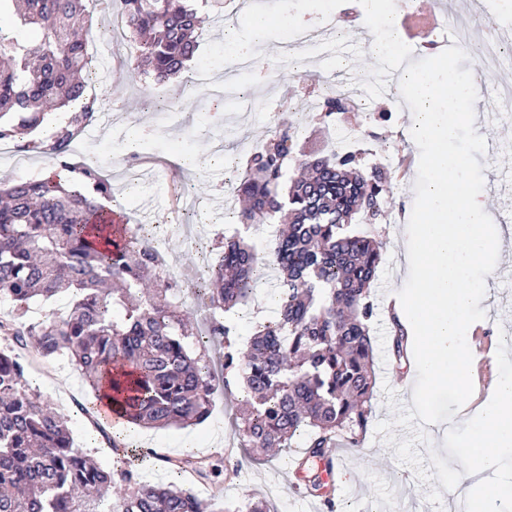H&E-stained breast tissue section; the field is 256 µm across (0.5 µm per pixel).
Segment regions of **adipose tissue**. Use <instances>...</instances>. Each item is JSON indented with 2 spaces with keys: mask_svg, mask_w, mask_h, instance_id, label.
<instances>
[{
  "mask_svg": "<svg viewBox=\"0 0 512 512\" xmlns=\"http://www.w3.org/2000/svg\"><path fill=\"white\" fill-rule=\"evenodd\" d=\"M404 80L420 106L410 116V130L431 146L430 180L420 192L422 221L410 225L403 255L412 288L396 294L395 315L434 392L448 394L454 417L465 427L451 441L446 465L464 487L466 512H512V372L502 367L512 352L498 353L487 397L474 408L466 341L491 288L474 270L487 265L506 235L490 222L481 193L466 184L472 163L448 150L458 125L473 121L480 82H460L449 73L440 79L412 68Z\"/></svg>",
  "mask_w": 512,
  "mask_h": 512,
  "instance_id": "adipose-tissue-1",
  "label": "adipose tissue"
}]
</instances>
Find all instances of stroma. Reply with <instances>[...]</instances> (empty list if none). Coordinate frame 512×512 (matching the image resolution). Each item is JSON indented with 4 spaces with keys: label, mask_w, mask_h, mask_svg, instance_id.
Instances as JSON below:
<instances>
[{
    "label": "stroma",
    "mask_w": 512,
    "mask_h": 512,
    "mask_svg": "<svg viewBox=\"0 0 512 512\" xmlns=\"http://www.w3.org/2000/svg\"><path fill=\"white\" fill-rule=\"evenodd\" d=\"M414 6L424 13L444 12L449 30L466 29L474 41L482 37L485 20L498 24L505 65L488 66L486 57L465 50L448 61L455 78L462 81L470 78L476 66H483L480 104L489 120L487 129L495 139L491 148L475 147L470 126L463 125L449 142L448 150L476 158L478 188L486 197L495 223H503L504 211L512 204V120L499 122L495 116L502 107V87L512 84V8L506 0H414ZM254 7L268 19L266 44L256 54L254 65L242 72L220 99L204 95L182 102L181 82L177 79L162 88L145 86L128 62L132 48L118 31L94 40L92 55L108 58L112 67L111 77L101 79L95 91L111 95L118 109L102 112L99 121L88 127L78 153L87 159L117 162L125 158V146L134 140L141 154L161 159V166L135 173L129 182L113 183L112 195L126 202L130 223L161 226V247L167 260L190 280L212 261V243L231 232L227 216L239 206L223 166L215 161L216 143H223L228 156L242 159L277 122L285 121L296 126L303 149L330 150L344 136L357 141L369 163L395 173L388 217L373 227L384 252L372 289L376 374L372 414L361 447L338 452L340 470L358 472L359 479L353 487L335 479L337 512H452L456 499L446 492L448 472L442 467L445 456L430 451L432 436L428 428L432 421L447 424L452 402L444 394L431 396L421 373H414L408 384L396 379L387 304L395 289L410 287L401 263V240L404 225L420 220L418 186L427 180L424 161L429 153L427 143L404 136L416 101L402 83L401 74L407 66L432 71L438 58L427 44L420 45L417 54H410L405 41L394 52L370 58L374 39L360 37L355 24L358 13L348 8L346 0H292L286 12L281 9V0H255ZM250 10L242 9L228 23L207 21L199 32L200 50L189 62V69L205 68L219 75L225 67L234 65L237 57L228 52L224 33L233 26L239 39L247 40ZM298 18L309 21L317 31L333 32L334 39L329 46L303 51V71L292 75L282 71L281 61L291 22ZM338 71L348 76L344 92L355 99L368 97L369 110L346 112L334 120L319 122L314 78ZM150 96L176 101L178 126H171L167 113L146 107ZM296 99L304 101V111L291 110L290 104ZM387 110L392 116L386 124L373 121V113ZM185 182L193 184L204 219L189 223L182 212L173 210V188ZM492 277L484 328L497 347L512 341V241L503 245ZM276 288V271L264 269L251 303L241 312L240 343L248 342L253 322L276 316ZM29 380L52 407L68 417L75 447L90 452L103 467H114L116 457L111 448L103 443L92 445L87 439L89 428L79 405L88 400L90 390L72 366L62 359L39 360L31 365ZM132 437L161 456L154 465L140 467L141 480L163 485L183 483V476L169 468L164 459L191 451L211 468L209 478L193 486L201 499L240 504L252 498L267 501L275 512H325L319 499L295 486L291 463L300 454L301 443H294L277 457L245 464L238 476L228 475L226 453L237 456L241 450L225 402H217L211 418L203 424L139 427Z\"/></svg>",
    "instance_id": "1"
}]
</instances>
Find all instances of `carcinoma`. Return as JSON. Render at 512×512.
Here are the masks:
<instances>
[{"label": "carcinoma", "mask_w": 512, "mask_h": 512, "mask_svg": "<svg viewBox=\"0 0 512 512\" xmlns=\"http://www.w3.org/2000/svg\"><path fill=\"white\" fill-rule=\"evenodd\" d=\"M134 66L157 85L181 77L199 49L200 20L190 0H120ZM16 31L0 26V140L48 157L71 174L16 178L0 186V298L17 314L0 320V512H103L99 496L127 486L114 512H271L263 501L226 508L198 498L190 486L139 480L110 437L118 465L107 471L73 446L64 415L51 410L28 379L20 351L66 358L96 397L106 390L112 411L129 425L196 426L220 394L244 397L236 414L243 446L256 452L290 448L303 438L296 462L306 494L335 512L332 486L315 465L339 443L358 447L372 414L376 384L370 336L372 284L383 242L353 227L385 213L390 176L362 165L361 152H304L298 132L280 124L241 165L237 196L245 205L233 223L273 224L259 246L239 230L224 238L191 295L209 321L193 335L190 317L166 279L148 224L113 230L105 201L112 183L97 161L71 158L73 133L112 105L85 95L93 59L88 45L106 34L85 20L84 0H0ZM341 91L321 92L320 117ZM73 107L48 139L46 112ZM279 277L278 316L254 325L243 351L232 317L248 305L258 271ZM70 295L64 309L49 301ZM41 307L31 320V306ZM203 479L208 466L188 455L169 461Z\"/></svg>", "instance_id": "carcinoma-1"}]
</instances>
